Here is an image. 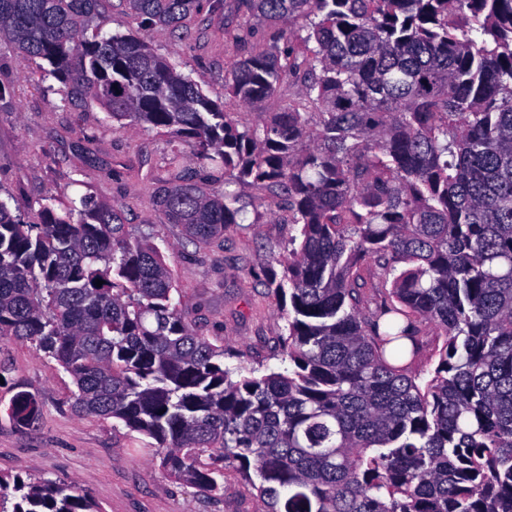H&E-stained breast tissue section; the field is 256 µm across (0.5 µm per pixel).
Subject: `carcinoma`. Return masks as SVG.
I'll return each mask as SVG.
<instances>
[{
	"instance_id": "cac0c4a2",
	"label": "carcinoma",
	"mask_w": 512,
	"mask_h": 512,
	"mask_svg": "<svg viewBox=\"0 0 512 512\" xmlns=\"http://www.w3.org/2000/svg\"><path fill=\"white\" fill-rule=\"evenodd\" d=\"M99 2L0 0V52L46 63L64 105L96 101L282 198L301 241L265 265L289 298L288 366L225 365L160 251L87 195L35 222L0 199V340L34 344L72 377L75 413L153 439L210 496L232 468L263 512H512V0H238L272 29L222 103L137 34L83 37ZM205 4L122 0L172 33ZM289 78L298 100L265 111ZM184 161L171 151L156 210L219 246L243 208ZM429 325L424 382L409 369ZM9 413L30 426L42 407L20 391ZM0 512L100 510L72 481L0 476Z\"/></svg>"
}]
</instances>
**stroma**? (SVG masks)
<instances>
[{"mask_svg":"<svg viewBox=\"0 0 512 512\" xmlns=\"http://www.w3.org/2000/svg\"><path fill=\"white\" fill-rule=\"evenodd\" d=\"M112 33H142L154 49L178 63L181 72L203 76L211 99L224 98V77L268 29L253 23L250 42L230 33L243 22L235 0H211L188 19L184 37L144 31L139 19L117 0H103ZM0 80L12 94L0 101V192L38 204L49 196L91 195L125 213L131 240L150 236L168 264L177 297L189 321L224 345L226 365L281 370L286 322L278 295L266 284L265 256L282 253L298 229L276 221L280 197L260 194L248 183L234 190L251 228H231L224 245H183L175 227L155 210V188L171 179L166 136L144 128H120L106 110L90 102L63 107L48 91L36 65L7 55ZM34 394L43 406L37 425L19 426L6 414L12 396ZM70 375L28 342H0V475H41L74 482L101 512H262L250 486L233 471L224 473V494L212 497L175 480L152 456L151 440L112 420L76 415Z\"/></svg>","mask_w":512,"mask_h":512,"instance_id":"obj_1","label":"stroma"}]
</instances>
